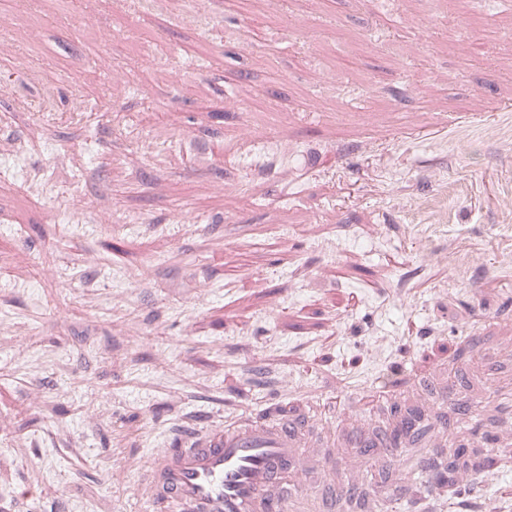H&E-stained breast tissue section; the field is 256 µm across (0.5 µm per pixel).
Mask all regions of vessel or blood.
<instances>
[{
  "label": "vessel or blood",
  "instance_id": "b4317fda",
  "mask_svg": "<svg viewBox=\"0 0 512 512\" xmlns=\"http://www.w3.org/2000/svg\"><path fill=\"white\" fill-rule=\"evenodd\" d=\"M311 422L304 413L205 426L177 445L153 449L147 512H308L300 488L309 458L300 446ZM414 420L387 416L378 426L356 419L343 432L350 448L374 449V461L393 465L402 456ZM342 499L353 493L348 471L327 458Z\"/></svg>",
  "mask_w": 512,
  "mask_h": 512
}]
</instances>
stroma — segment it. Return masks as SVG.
Listing matches in <instances>:
<instances>
[{"label":"stroma","mask_w":512,"mask_h":512,"mask_svg":"<svg viewBox=\"0 0 512 512\" xmlns=\"http://www.w3.org/2000/svg\"><path fill=\"white\" fill-rule=\"evenodd\" d=\"M419 3L0 0L43 75L0 100V512H141L152 449L275 400L347 455L400 368L486 403L438 451L512 501V361L470 348L512 344V4Z\"/></svg>","instance_id":"35a3bbf8"}]
</instances>
